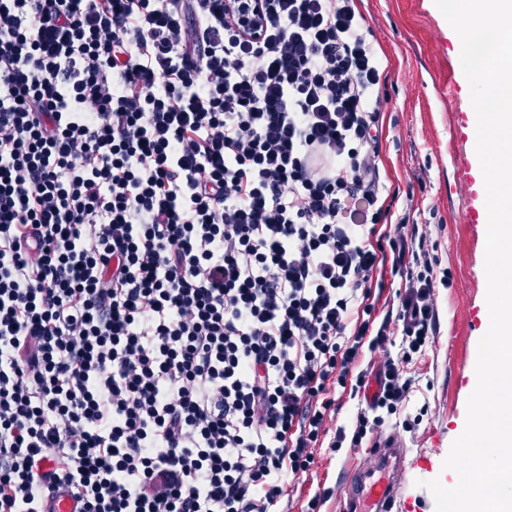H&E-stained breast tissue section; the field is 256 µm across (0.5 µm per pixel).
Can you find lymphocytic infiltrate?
<instances>
[{"label": "lymphocytic infiltrate", "instance_id": "lymphocytic-infiltrate-1", "mask_svg": "<svg viewBox=\"0 0 512 512\" xmlns=\"http://www.w3.org/2000/svg\"><path fill=\"white\" fill-rule=\"evenodd\" d=\"M0 0V512H270L411 388L436 257L373 243L381 61L355 0ZM401 353L351 428L371 278ZM384 279L386 288L383 289L382 292H380L379 302L377 306V312L376 315H380V319L382 316L391 308L392 302L394 301V314L397 306V299L395 297V290L398 287L399 284V277L393 276L391 274V268L390 264H387L386 269L380 270V273H378L376 276L380 280L381 276ZM393 282L392 287L390 288L391 282ZM335 399V407H338V409L335 413H331V419L328 418L326 423L331 433L334 432L336 426L351 423L355 419L358 409L362 407L358 405L357 400L349 398L348 392H345L342 396H340V392H336Z\"/></svg>", "mask_w": 512, "mask_h": 512}]
</instances>
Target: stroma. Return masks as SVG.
Masks as SVG:
<instances>
[{
  "instance_id": "35a3bbf8",
  "label": "stroma",
  "mask_w": 512,
  "mask_h": 512,
  "mask_svg": "<svg viewBox=\"0 0 512 512\" xmlns=\"http://www.w3.org/2000/svg\"><path fill=\"white\" fill-rule=\"evenodd\" d=\"M369 38L387 67L380 86L379 168L383 195L395 216L421 225L448 284L437 287L436 332L425 352L403 363L412 381L401 418L368 432L365 444L396 431L406 448L403 512H435L424 484L457 483L444 469L453 441L464 431L467 401L476 383L478 343L489 328L485 275L486 222H470L468 201L485 187L476 155L475 114L460 62L461 41L434 0H360ZM364 461L361 449L315 451V463L292 482L279 512H306L314 494L320 512H338L346 469Z\"/></svg>"
}]
</instances>
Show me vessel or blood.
Masks as SVG:
<instances>
[{
  "label": "vessel or blood",
  "mask_w": 512,
  "mask_h": 512,
  "mask_svg": "<svg viewBox=\"0 0 512 512\" xmlns=\"http://www.w3.org/2000/svg\"><path fill=\"white\" fill-rule=\"evenodd\" d=\"M404 458L401 437L393 432L382 435L364 464L342 480L348 512H401Z\"/></svg>",
  "instance_id": "vessel-or-blood-1"
}]
</instances>
